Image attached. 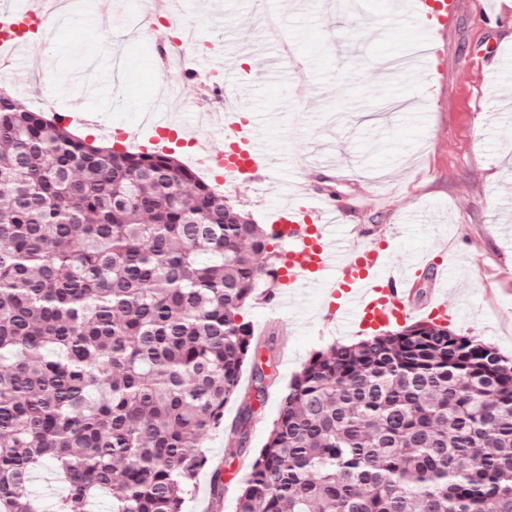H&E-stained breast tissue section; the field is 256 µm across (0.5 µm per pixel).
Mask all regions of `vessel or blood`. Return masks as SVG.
<instances>
[{"mask_svg": "<svg viewBox=\"0 0 512 512\" xmlns=\"http://www.w3.org/2000/svg\"><path fill=\"white\" fill-rule=\"evenodd\" d=\"M60 4L61 0H40L36 5L31 0H0V61L14 60L20 51L29 49L28 32L37 30L49 37L47 16ZM460 5V0H401V14L415 22L418 33L411 53L399 62L404 74L442 79L443 72L434 67L433 59L440 55ZM210 122L231 136L247 166L241 169L225 163L219 152L205 146L196 154V164L216 171L219 180L230 183L240 181L243 171L256 175L269 170V157L256 141L252 122L243 119L235 106L228 103L223 111L211 114ZM172 127L170 121L146 116L135 141L143 148L169 149ZM305 193L300 183L289 192L287 297H294L301 288L321 289L330 299V320L344 333L407 316L418 277L429 271V263L415 260L414 271L408 274L383 249L337 245L333 227L340 223V214L321 199L305 203Z\"/></svg>", "mask_w": 512, "mask_h": 512, "instance_id": "1", "label": "vessel or blood"}]
</instances>
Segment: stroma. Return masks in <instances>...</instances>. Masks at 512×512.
Segmentation results:
<instances>
[{"mask_svg": "<svg viewBox=\"0 0 512 512\" xmlns=\"http://www.w3.org/2000/svg\"><path fill=\"white\" fill-rule=\"evenodd\" d=\"M96 2L68 0L56 36L18 60L34 73L32 84L11 77L7 86L33 107L45 102L56 112L83 102L86 83H111L113 55L121 53L122 96L105 92L91 106L113 132L131 135L155 106L151 47L169 31L158 26L149 42L139 41L140 17L129 0H112V24L103 27ZM294 2L190 0L183 18L203 40L250 44L249 61L233 79L281 184L299 180L308 198L329 199L344 223L388 243L399 264L423 254L438 262L440 238L455 232L459 255L447 293L455 314L448 322L512 359V63L493 53L495 44L512 46V0H495L489 14L477 0H463L440 59L447 81L434 89L383 68L406 52L414 28L398 17L394 0H357L344 15L329 5L297 10ZM269 9L314 78L307 111H294L299 76L264 35ZM224 194L260 224L284 201L258 177ZM323 303L308 288L287 302L259 298L246 310L273 369L269 394L254 409L246 456L263 447L294 374L340 341L320 313Z\"/></svg>", "mask_w": 512, "mask_h": 512, "instance_id": "stroma-1", "label": "stroma"}]
</instances>
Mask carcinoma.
Wrapping results in <instances>:
<instances>
[{
  "label": "carcinoma",
  "mask_w": 512,
  "mask_h": 512,
  "mask_svg": "<svg viewBox=\"0 0 512 512\" xmlns=\"http://www.w3.org/2000/svg\"><path fill=\"white\" fill-rule=\"evenodd\" d=\"M268 229L169 153L95 147L0 91V512H184L204 449L267 392L244 312L280 278ZM250 371L251 382L241 378ZM236 512H512V362L419 320L314 353ZM33 489L45 500L49 507L63 491L62 484L48 469H44L42 474L36 479Z\"/></svg>",
  "instance_id": "carcinoma-1"
}]
</instances>
